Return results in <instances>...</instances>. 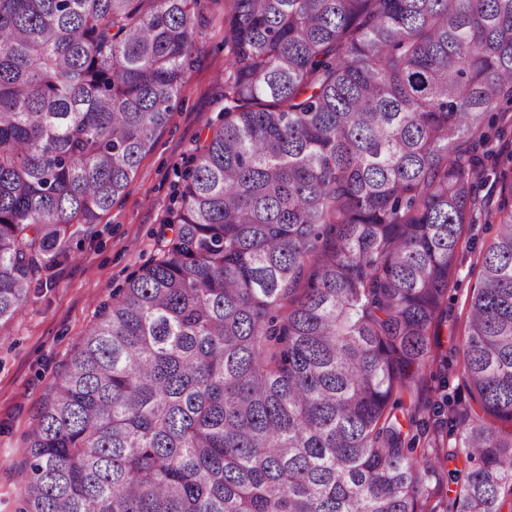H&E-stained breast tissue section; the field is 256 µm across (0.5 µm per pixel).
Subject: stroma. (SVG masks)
Segmentation results:
<instances>
[{
  "label": "stroma",
  "mask_w": 512,
  "mask_h": 512,
  "mask_svg": "<svg viewBox=\"0 0 512 512\" xmlns=\"http://www.w3.org/2000/svg\"><path fill=\"white\" fill-rule=\"evenodd\" d=\"M192 41L191 64L169 121L125 192L99 223L75 237L70 258L51 270L47 286L30 289L19 313L0 323V512H20L24 505L19 466L49 389L99 305L156 258L182 174L223 122L224 0H206ZM496 231L493 224L470 225L469 246L450 284L452 316L464 317V300L479 276L477 258Z\"/></svg>",
  "instance_id": "stroma-1"
}]
</instances>
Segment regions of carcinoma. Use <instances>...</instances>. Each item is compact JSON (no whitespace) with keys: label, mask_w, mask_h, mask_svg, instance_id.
I'll return each instance as SVG.
<instances>
[{"label":"carcinoma","mask_w":512,"mask_h":512,"mask_svg":"<svg viewBox=\"0 0 512 512\" xmlns=\"http://www.w3.org/2000/svg\"><path fill=\"white\" fill-rule=\"evenodd\" d=\"M201 2L0 0V321L124 193ZM224 45V124L49 390L21 512H512V174L478 195L512 0H224ZM496 231V224H472L469 227L466 236V240L469 238V245L462 252L463 261L451 280L448 298V311L452 317H458L460 323L465 319L464 300L478 280L480 268L476 265L477 258L493 241Z\"/></svg>","instance_id":"1"}]
</instances>
